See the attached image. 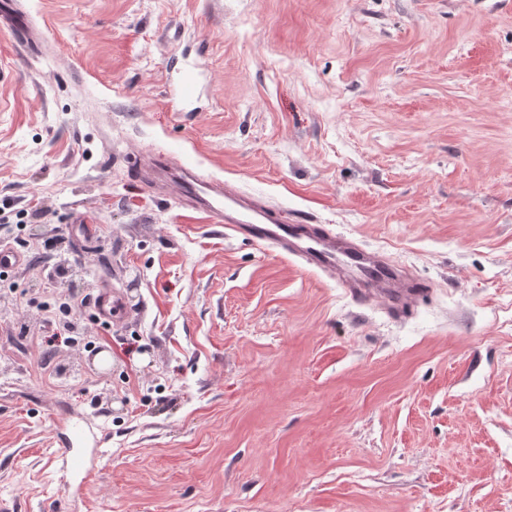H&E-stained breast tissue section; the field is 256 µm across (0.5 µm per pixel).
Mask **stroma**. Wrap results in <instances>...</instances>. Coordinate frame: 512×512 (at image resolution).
I'll return each instance as SVG.
<instances>
[{"instance_id": "35a3bbf8", "label": "stroma", "mask_w": 512, "mask_h": 512, "mask_svg": "<svg viewBox=\"0 0 512 512\" xmlns=\"http://www.w3.org/2000/svg\"><path fill=\"white\" fill-rule=\"evenodd\" d=\"M22 4L52 46L0 30V242L25 257L0 279V502L512 512V0ZM157 151L425 296L394 318L185 212L138 179ZM104 281L120 322L49 317ZM70 416L100 448L78 496ZM62 427L67 433V438L64 447L59 448V458L63 469L80 477L76 486L78 490L81 485H89L96 474L92 467L75 452L76 448L72 447L74 441L81 440L85 436L87 428L80 420L73 419L66 420Z\"/></svg>"}]
</instances>
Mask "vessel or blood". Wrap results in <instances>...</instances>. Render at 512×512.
<instances>
[{
    "mask_svg": "<svg viewBox=\"0 0 512 512\" xmlns=\"http://www.w3.org/2000/svg\"><path fill=\"white\" fill-rule=\"evenodd\" d=\"M0 29L10 32L26 49L41 47L46 38L45 32L34 27L19 8L17 0H0ZM148 174L159 193L177 195L187 210L205 215L213 223L260 246L288 253L302 266L336 280L356 301L384 298L390 311L401 317L412 309L422 293L420 283L407 278L385 254L305 219L276 221L261 198L232 190L224 181L203 175L170 155L153 154ZM95 310L98 320L107 325L120 313V298L110 284H102ZM63 428L68 443L60 450L62 467L78 475L81 485H89L95 472L73 448L74 441L85 436L86 427L81 421L69 419Z\"/></svg>",
    "mask_w": 512,
    "mask_h": 512,
    "instance_id": "b4317fda",
    "label": "vessel or blood"
}]
</instances>
